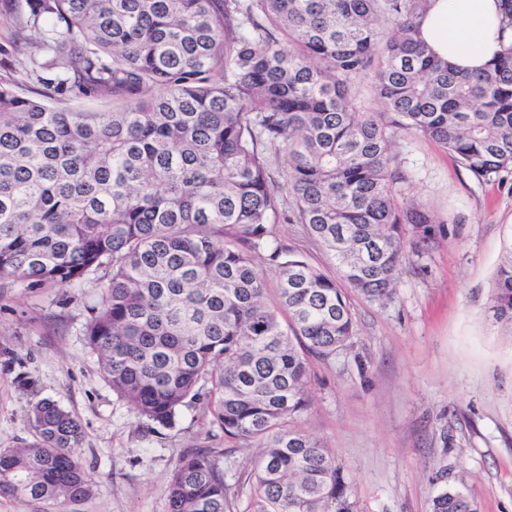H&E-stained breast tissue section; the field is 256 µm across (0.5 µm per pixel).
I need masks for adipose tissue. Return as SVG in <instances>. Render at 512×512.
<instances>
[{
    "label": "adipose tissue",
    "mask_w": 512,
    "mask_h": 512,
    "mask_svg": "<svg viewBox=\"0 0 512 512\" xmlns=\"http://www.w3.org/2000/svg\"><path fill=\"white\" fill-rule=\"evenodd\" d=\"M420 37L439 58L476 73L512 41V7L506 0H429Z\"/></svg>",
    "instance_id": "1"
}]
</instances>
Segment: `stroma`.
<instances>
[{
  "instance_id": "35a3bbf8",
  "label": "stroma",
  "mask_w": 512,
  "mask_h": 512,
  "mask_svg": "<svg viewBox=\"0 0 512 512\" xmlns=\"http://www.w3.org/2000/svg\"><path fill=\"white\" fill-rule=\"evenodd\" d=\"M16 0H0V84L24 97L47 87L13 47ZM394 152L404 198L440 221L434 243L408 251L393 302L349 292L353 349L311 360L309 407L296 424L329 448L352 481L359 512H427L440 487L465 481L481 512H512V335L493 319L490 286L512 238V180L477 182L446 149L401 135ZM278 243L329 276L335 266L304 226L276 222ZM90 275L58 288H0V448L33 441V396L56 400L82 425L78 455L95 485L84 501L0 498V512H167L168 480L187 448L224 451L227 481L258 448L207 436L183 407L175 428L149 433L104 381L86 345L88 307L101 298ZM27 373L33 388L22 387Z\"/></svg>"
}]
</instances>
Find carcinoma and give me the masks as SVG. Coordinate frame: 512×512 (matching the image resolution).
<instances>
[{
  "instance_id": "1",
  "label": "carcinoma",
  "mask_w": 512,
  "mask_h": 512,
  "mask_svg": "<svg viewBox=\"0 0 512 512\" xmlns=\"http://www.w3.org/2000/svg\"><path fill=\"white\" fill-rule=\"evenodd\" d=\"M427 3L25 0L19 35L38 80L125 104L70 112L0 86V281L63 288L103 272L85 336L112 391L150 432L190 406L261 449L234 486L224 451H183L168 512H358L330 450L294 420L309 405V357L352 346L345 289L392 301L405 247L438 234L418 203H397L395 139L441 144L480 183L512 176V44L462 73L421 42ZM363 76L385 123L360 111ZM281 148L284 220L305 226L340 277L277 246L270 304L255 256L279 215ZM491 299L512 325V242ZM30 421L33 442L0 449V497L88 498L81 423L50 398ZM428 512L479 506L460 482ZM288 171V153L281 148L275 158L271 168V177L277 189V196L280 203V209L288 212L292 204V197L288 193L286 185V175Z\"/></svg>"
}]
</instances>
